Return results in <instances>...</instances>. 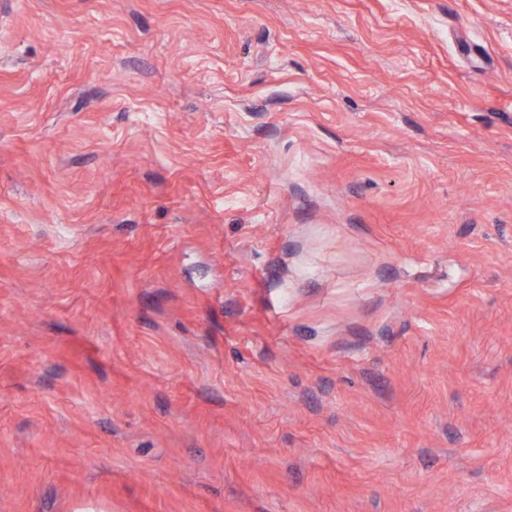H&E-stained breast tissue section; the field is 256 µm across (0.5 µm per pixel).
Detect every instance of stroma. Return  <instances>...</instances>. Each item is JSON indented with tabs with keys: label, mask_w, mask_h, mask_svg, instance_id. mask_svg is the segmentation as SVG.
Listing matches in <instances>:
<instances>
[{
	"label": "stroma",
	"mask_w": 512,
	"mask_h": 512,
	"mask_svg": "<svg viewBox=\"0 0 512 512\" xmlns=\"http://www.w3.org/2000/svg\"><path fill=\"white\" fill-rule=\"evenodd\" d=\"M512 512V0H0V512Z\"/></svg>",
	"instance_id": "obj_1"
}]
</instances>
